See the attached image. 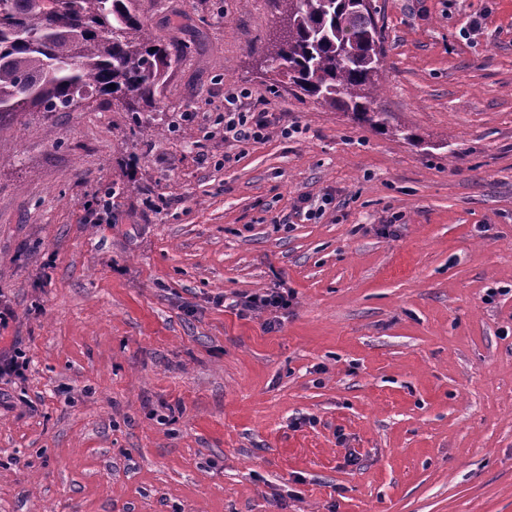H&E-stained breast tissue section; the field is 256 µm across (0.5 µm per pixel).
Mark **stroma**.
Returning a JSON list of instances; mask_svg holds the SVG:
<instances>
[{
	"instance_id": "35a3bbf8",
	"label": "stroma",
	"mask_w": 512,
	"mask_h": 512,
	"mask_svg": "<svg viewBox=\"0 0 512 512\" xmlns=\"http://www.w3.org/2000/svg\"><path fill=\"white\" fill-rule=\"evenodd\" d=\"M372 3L413 140L266 71L273 0H138L153 106L0 131V512H512V0ZM265 113L267 112H225V138H231L243 145L263 140L269 128ZM282 289L273 288L264 294L251 295L245 301L232 302L231 306H241V308H237L241 313L268 308H285L289 305V297H292V294L288 291H281Z\"/></svg>"
}]
</instances>
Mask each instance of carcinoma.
I'll use <instances>...</instances> for the list:
<instances>
[{"mask_svg":"<svg viewBox=\"0 0 512 512\" xmlns=\"http://www.w3.org/2000/svg\"><path fill=\"white\" fill-rule=\"evenodd\" d=\"M0 0V129L27 112L70 110L92 93L150 105L180 56L154 40L137 0ZM286 28L271 63L305 96L394 137L377 103L382 32L359 0H277Z\"/></svg>","mask_w":512,"mask_h":512,"instance_id":"carcinoma-1","label":"carcinoma"}]
</instances>
